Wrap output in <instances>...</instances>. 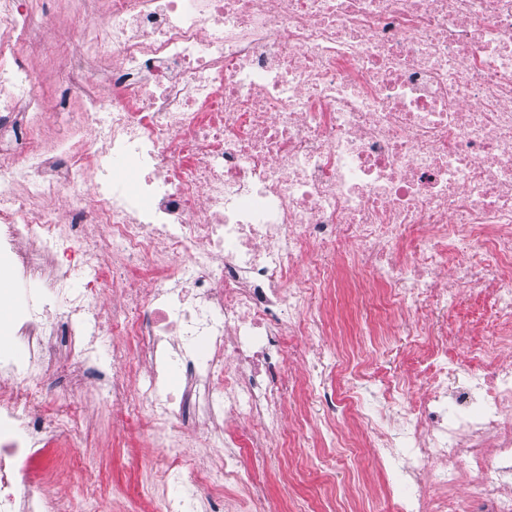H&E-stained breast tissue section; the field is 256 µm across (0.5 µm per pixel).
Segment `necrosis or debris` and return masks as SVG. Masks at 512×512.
Segmentation results:
<instances>
[{"label":"necrosis or debris","mask_w":512,"mask_h":512,"mask_svg":"<svg viewBox=\"0 0 512 512\" xmlns=\"http://www.w3.org/2000/svg\"><path fill=\"white\" fill-rule=\"evenodd\" d=\"M60 2L0 0V308L20 311L0 332L29 352L0 363V512H42L30 467L81 427L45 379L82 390L108 330L130 342L113 364L149 373L133 387L116 369L103 392L163 450L162 512L221 492L231 512H274L242 455L266 459L300 391L322 427L297 424L295 447L389 466L408 487L395 512H435L430 487L512 512V340L452 361L466 328L445 318L480 290L512 326V0ZM51 28L79 111L48 142L26 61ZM135 276L145 294L105 304ZM342 280L383 286L393 335L421 337L418 395L401 367L370 404L366 371L334 385L345 361L318 299ZM193 409L206 471L182 451Z\"/></svg>","instance_id":"1"}]
</instances>
